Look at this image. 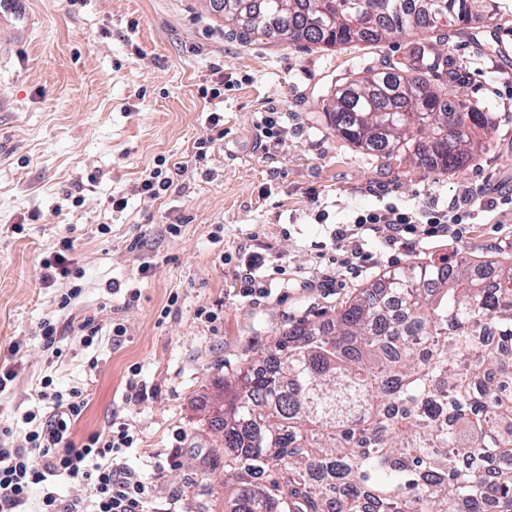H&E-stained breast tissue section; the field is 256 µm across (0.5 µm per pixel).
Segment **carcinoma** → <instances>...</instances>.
Returning <instances> with one entry per match:
<instances>
[{
    "instance_id": "carcinoma-1",
    "label": "carcinoma",
    "mask_w": 512,
    "mask_h": 512,
    "mask_svg": "<svg viewBox=\"0 0 512 512\" xmlns=\"http://www.w3.org/2000/svg\"><path fill=\"white\" fill-rule=\"evenodd\" d=\"M224 29L293 45H377L512 0H210ZM420 57L353 68L323 100L355 148L446 173L487 113ZM512 260L413 262L335 318L299 322L224 380V512H512Z\"/></svg>"
}]
</instances>
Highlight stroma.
<instances>
[{
  "mask_svg": "<svg viewBox=\"0 0 512 512\" xmlns=\"http://www.w3.org/2000/svg\"><path fill=\"white\" fill-rule=\"evenodd\" d=\"M27 2L28 42L0 54V368L17 373L0 391V428L11 429L0 446H24L32 390L49 377L86 396L74 442L114 422L130 428L124 461L146 474L155 507L224 512L223 439L211 421L225 375L410 262L512 257V206L498 202L512 191L511 20L473 24L446 47L449 67L466 74L463 99L492 128L475 133L467 168L439 174L357 150L322 112L352 58L426 55L427 34L327 50L229 37L208 0ZM214 110L225 137L199 161ZM268 110L285 126L276 140L257 125ZM161 158L187 165L177 189L138 193ZM464 195L472 217L445 237L427 238L422 224L394 244L349 230L359 211ZM114 196L128 197L124 211L112 210ZM64 237L82 276L42 283L40 264ZM255 255L266 292L247 296L237 272ZM76 285L80 295L59 307ZM46 319L58 329L51 350L39 334ZM89 319L100 328L90 341ZM116 324L125 336H112ZM135 368L151 390L142 401L127 388Z\"/></svg>",
  "mask_w": 512,
  "mask_h": 512,
  "instance_id": "35a3bbf8",
  "label": "stroma"
}]
</instances>
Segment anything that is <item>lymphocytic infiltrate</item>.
<instances>
[{
  "label": "lymphocytic infiltrate",
  "mask_w": 512,
  "mask_h": 512,
  "mask_svg": "<svg viewBox=\"0 0 512 512\" xmlns=\"http://www.w3.org/2000/svg\"><path fill=\"white\" fill-rule=\"evenodd\" d=\"M467 211L456 207L414 212L396 206L358 213L357 229L387 232L389 240L428 224L440 232L447 225L463 223ZM41 380L34 390L36 404L48 401L52 409L40 414L37 407L26 415L31 428L22 448H0V512H19L30 498H37L36 512H147L148 484L142 475L122 463L134 437L125 425L109 427L83 444H75L71 426L85 407L81 390L63 394ZM57 477L86 485L88 500L63 498L53 486Z\"/></svg>",
  "instance_id": "1"
}]
</instances>
